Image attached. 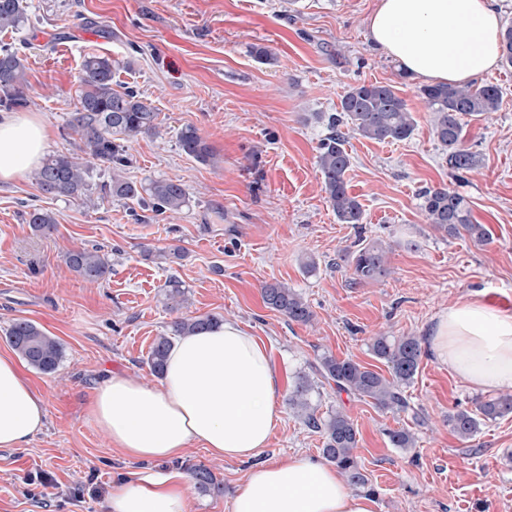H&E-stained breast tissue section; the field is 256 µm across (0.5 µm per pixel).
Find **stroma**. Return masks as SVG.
Here are the masks:
<instances>
[{"label": "stroma", "instance_id": "35a3bbf8", "mask_svg": "<svg viewBox=\"0 0 512 512\" xmlns=\"http://www.w3.org/2000/svg\"><path fill=\"white\" fill-rule=\"evenodd\" d=\"M34 25L0 33V46L25 60L26 111L52 131L51 153H71L64 130L77 105L83 57L122 61L118 88L151 102L157 134L126 144L124 177L172 178L190 201L171 220L146 219L137 204L101 192L105 164L87 181L96 201L43 195L33 177L0 183V354L18 319L35 322L63 346L56 373L33 372L46 402L42 431L22 446L0 449V512H106L113 480L132 472L210 468L222 495L189 489V512H231L256 461L321 457L323 437L288 407L295 377L311 373L325 351L375 370L374 336L416 337L418 371L405 390L409 412L379 411L369 401L320 387L319 414L340 408L360 432L357 461L375 489L377 512H512V414L485 421L469 440L448 428L449 412L475 409L493 394L464 382L431 349L437 315L460 299L512 311V67L497 65L479 83L497 85L499 109L465 120L464 146L474 157L455 171L433 133L422 81L373 50L366 19L377 0H23ZM272 59L259 62L254 47ZM395 87L415 121L402 141L374 142L346 132L349 191L364 222L338 223L316 165L350 86ZM195 127L209 161L178 143ZM459 192L491 236L478 244L429 224L421 194ZM52 212L47 235L27 222L30 207ZM391 246L381 281L351 285L348 256L366 244ZM80 247L101 248L112 263L103 283L65 265ZM178 248L183 258L161 261ZM316 268L306 271L307 261ZM181 281L185 314L240 324L268 347L283 377L276 404L283 421L259 460L217 458L189 448L179 459L133 461L113 448L86 416L95 389L113 373L147 385L154 340L177 315L165 299L169 278ZM279 282L309 303L311 324L288 322L267 308L261 289ZM410 430L416 444L394 447L388 430Z\"/></svg>", "mask_w": 512, "mask_h": 512}]
</instances>
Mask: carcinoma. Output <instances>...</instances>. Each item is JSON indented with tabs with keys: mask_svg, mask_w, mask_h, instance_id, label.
<instances>
[{
	"mask_svg": "<svg viewBox=\"0 0 512 512\" xmlns=\"http://www.w3.org/2000/svg\"><path fill=\"white\" fill-rule=\"evenodd\" d=\"M28 22L23 0H0V32L18 31ZM120 64L104 55L91 54L82 62V84L75 117L69 130L75 135L77 150L85 158L71 154L48 157L35 174L40 190L53 197L81 198L95 205L87 194L86 176L89 161H98L112 168L107 192L120 200L150 207L158 214L174 215L187 206L189 192L179 180L155 179L145 185L126 180L117 170L126 166L125 143L139 135L158 133L157 113L151 104L133 90L119 91L113 87L115 71ZM26 66L17 52L0 46V107L10 109L25 101ZM426 108L434 115L433 131L437 140L448 148V159L458 170H468L472 155L462 142V120L481 117L499 109L500 91L493 85L436 84L421 90ZM347 124L360 136L375 141H400L414 130V121L405 100L394 86L381 83H360L349 87L340 101V114L330 117L331 134L323 140L318 155V169L322 187L336 219L341 224H361L364 211L357 198L350 194L345 174L350 167V156L343 148L344 137L338 127ZM182 150L205 162L211 157L209 146L188 125L178 136ZM422 209L430 224L450 236L466 233L474 242L489 238L483 224L472 220L467 199L445 188L427 190L422 195ZM28 223L43 234L54 230L53 214L35 209L29 213ZM388 250L378 242L359 248L352 256V284L378 282L387 274ZM65 264L83 280L99 283L112 274V265L99 248H80L69 251ZM166 300L172 310L180 309L185 292L176 279L166 284ZM262 300L288 321L306 325L313 312L310 305L294 289L271 283L262 288ZM219 318L183 317L171 325V335L155 339L147 363L159 376L163 372L172 337L185 336L216 324ZM9 346L32 368L44 374L55 372L64 353L59 341L47 335L37 324L21 319L13 322L6 336ZM372 354L383 361L389 375L368 368L350 358H338L325 352L318 358L315 374L334 385L336 392L369 398L373 405L386 413L398 414L410 409L403 388L410 385L417 373L421 346L413 336H377L370 344ZM317 388L316 380L307 375L293 382L288 395V406L306 427L322 434V455L336 465L348 485L373 491L354 455L359 432L354 422L341 409L329 411L323 417L317 414L311 395ZM512 413V394H503L481 403L476 411L458 410L448 415V427L461 439L472 438L480 429L481 419H495ZM396 448H412L414 435L407 429L388 432ZM195 488L204 494L219 493L222 484L212 471L195 466L190 471Z\"/></svg>",
	"mask_w": 512,
	"mask_h": 512,
	"instance_id": "cac0c4a2",
	"label": "carcinoma"
}]
</instances>
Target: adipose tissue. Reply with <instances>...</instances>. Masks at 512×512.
Returning a JSON list of instances; mask_svg holds the SVG:
<instances>
[{
	"label": "adipose tissue",
	"instance_id": "ef3b65f1",
	"mask_svg": "<svg viewBox=\"0 0 512 512\" xmlns=\"http://www.w3.org/2000/svg\"><path fill=\"white\" fill-rule=\"evenodd\" d=\"M368 40L408 74L460 85L491 71L500 57L495 0H379ZM50 140L31 112L0 113V182L38 167ZM442 364L472 386L512 389V311L479 300L449 305L431 331ZM280 375L267 346L225 321L170 346L157 385L115 374L95 390L88 417L135 460H174L198 445L218 458L251 459L281 424ZM45 400L13 357L0 355V448L39 433ZM340 473L305 454L254 467L231 512H376ZM107 512H188L180 473H135L113 481Z\"/></svg>",
	"mask_w": 512,
	"mask_h": 512
}]
</instances>
